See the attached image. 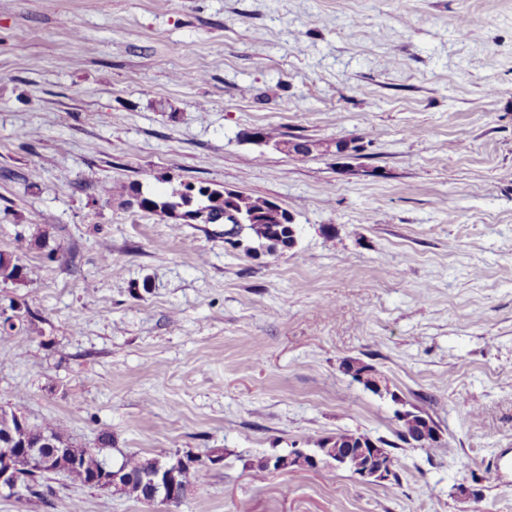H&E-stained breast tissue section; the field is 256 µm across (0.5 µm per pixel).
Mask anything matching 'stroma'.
Wrapping results in <instances>:
<instances>
[{
	"label": "stroma",
	"instance_id": "1",
	"mask_svg": "<svg viewBox=\"0 0 512 512\" xmlns=\"http://www.w3.org/2000/svg\"><path fill=\"white\" fill-rule=\"evenodd\" d=\"M185 182L277 202L296 246L122 204ZM40 232L0 282V403L114 461H223L176 507L58 474L0 512H512L485 479L512 454V0H0V251ZM401 401L441 445L397 479L244 467L394 440Z\"/></svg>",
	"mask_w": 512,
	"mask_h": 512
}]
</instances>
